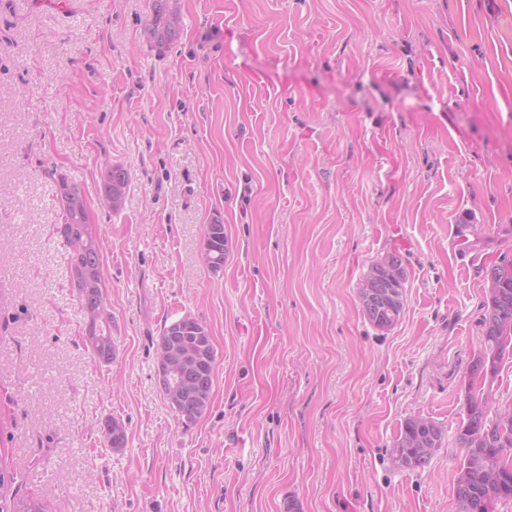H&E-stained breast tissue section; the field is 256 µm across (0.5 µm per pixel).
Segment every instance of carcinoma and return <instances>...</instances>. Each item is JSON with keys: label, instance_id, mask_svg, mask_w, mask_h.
Masks as SVG:
<instances>
[{"label": "carcinoma", "instance_id": "cac0c4a2", "mask_svg": "<svg viewBox=\"0 0 512 512\" xmlns=\"http://www.w3.org/2000/svg\"><path fill=\"white\" fill-rule=\"evenodd\" d=\"M182 18L177 0H152L144 21L146 40L160 51L181 35ZM103 200L118 212L124 205L130 173L124 167L103 164ZM58 200L61 222L56 233L70 248V270L78 289L80 306L87 317V336L93 354L109 364L115 356L112 341V312L102 290V252L94 225L90 223L80 188L60 178ZM227 240L224 224L207 225L204 258L219 271L224 267ZM486 313L482 319V348L473 359L465 390V418L457 428L456 441L463 448L455 484L459 512H498V506L512 502V460L501 458V449L512 448V408H488L485 393L492 391L504 359L512 357V256L503 255L485 269ZM406 269L400 255L389 253L373 262L359 287L362 312L380 332L392 328L404 309ZM175 351L180 362L174 369L157 364L159 385L169 406L190 427L210 405L217 353L207 328L191 315L166 324L157 353ZM110 448L126 445L124 426L114 418L103 423ZM443 427L433 420L413 417L404 421L393 442L392 458L402 457L406 468L423 469L443 447ZM0 512H45L34 498H12V507Z\"/></svg>", "mask_w": 512, "mask_h": 512}]
</instances>
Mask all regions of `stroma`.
Here are the masks:
<instances>
[{
    "instance_id": "stroma-1",
    "label": "stroma",
    "mask_w": 512,
    "mask_h": 512,
    "mask_svg": "<svg viewBox=\"0 0 512 512\" xmlns=\"http://www.w3.org/2000/svg\"><path fill=\"white\" fill-rule=\"evenodd\" d=\"M179 6L161 53L149 0H0V466L47 512H458L483 272L512 254V0ZM107 162L131 175L116 213ZM63 178L101 241L109 364L54 229ZM390 253L408 280L382 333L358 289ZM188 313L217 362L187 428L156 349ZM414 416L445 441L400 469ZM226 252L224 225L216 220L207 225L204 239V258L213 271H220L223 268Z\"/></svg>"
}]
</instances>
